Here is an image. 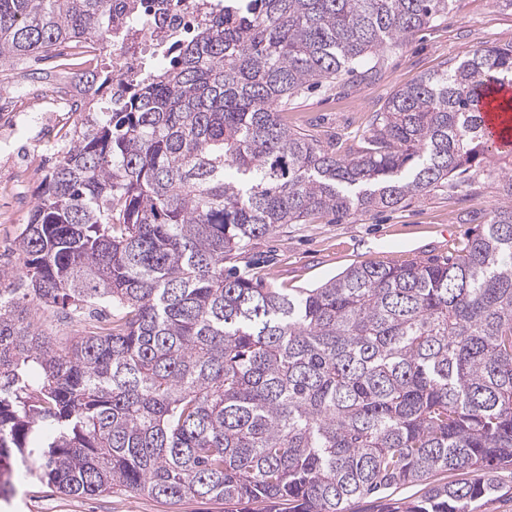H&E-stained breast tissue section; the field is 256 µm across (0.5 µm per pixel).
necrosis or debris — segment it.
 Listing matches in <instances>:
<instances>
[{"label": "necrosis or debris", "instance_id": "1", "mask_svg": "<svg viewBox=\"0 0 512 512\" xmlns=\"http://www.w3.org/2000/svg\"><path fill=\"white\" fill-rule=\"evenodd\" d=\"M217 0H112V109L120 111L133 85L147 69L166 65L167 45L183 41L206 23ZM63 64L61 78L52 84L24 87L6 94L8 111L28 108L51 128H66L70 114L82 104H93L95 89L81 72L70 70L73 61L98 67L103 59L98 46L75 42L57 50Z\"/></svg>", "mask_w": 512, "mask_h": 512}]
</instances>
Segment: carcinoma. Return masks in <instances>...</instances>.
Listing matches in <instances>:
<instances>
[{
	"label": "carcinoma",
	"mask_w": 512,
	"mask_h": 512,
	"mask_svg": "<svg viewBox=\"0 0 512 512\" xmlns=\"http://www.w3.org/2000/svg\"><path fill=\"white\" fill-rule=\"evenodd\" d=\"M450 0H239L133 88L80 112L0 276V493L22 464L65 496L347 512H480L512 465V151L501 204L442 261L361 263L315 288L241 272L313 215L394 209L491 163L479 105L512 44L396 90L345 154L288 103L405 44ZM112 0H0V76L112 40ZM104 313V322L71 325ZM461 481L433 484L444 472ZM424 485L401 486L391 489L388 497L383 501H373L372 499L352 500L347 506L349 512H381L395 509L399 501L407 498L417 497L424 492Z\"/></svg>",
	"instance_id": "cac0c4a2"
}]
</instances>
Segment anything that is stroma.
<instances>
[{"instance_id": "obj_1", "label": "stroma", "mask_w": 512, "mask_h": 512, "mask_svg": "<svg viewBox=\"0 0 512 512\" xmlns=\"http://www.w3.org/2000/svg\"><path fill=\"white\" fill-rule=\"evenodd\" d=\"M494 43H512V0H453L447 17L383 54L373 74L356 79L344 75L295 98L288 122L318 141L333 137L351 146L399 87ZM37 132V124H30L14 141L18 166L10 178L22 187L9 198L7 216L0 218V271L8 275L17 266L10 247L27 224L54 162L48 146L32 145L30 138ZM500 203L497 178L484 170L465 190L438 187L408 197L393 210L358 213L341 221L317 215L256 240L249 254L250 273L274 288H313L361 262L399 265L441 258L462 247ZM0 512H224V506L188 498L171 507L127 492L67 497L17 479L11 493L0 496Z\"/></svg>"}]
</instances>
